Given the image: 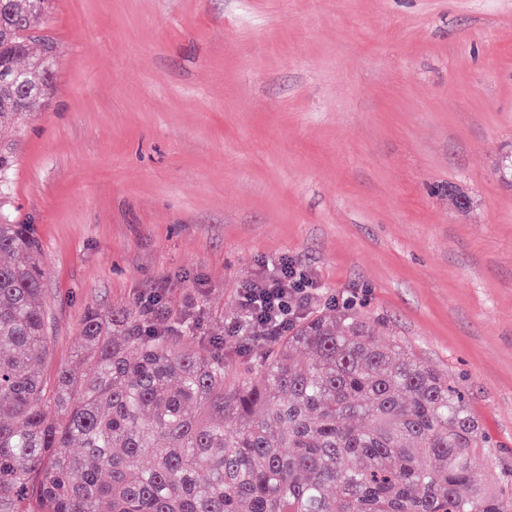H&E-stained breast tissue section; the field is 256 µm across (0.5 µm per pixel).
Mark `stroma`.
Here are the masks:
<instances>
[{"instance_id":"obj_1","label":"stroma","mask_w":512,"mask_h":512,"mask_svg":"<svg viewBox=\"0 0 512 512\" xmlns=\"http://www.w3.org/2000/svg\"><path fill=\"white\" fill-rule=\"evenodd\" d=\"M54 94L12 210L39 242L42 376L81 322L160 292L230 373L238 295L281 256L447 376L512 469V0H51ZM469 198L455 209L449 189Z\"/></svg>"}]
</instances>
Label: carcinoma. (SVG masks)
<instances>
[{
  "label": "carcinoma",
  "instance_id": "1",
  "mask_svg": "<svg viewBox=\"0 0 512 512\" xmlns=\"http://www.w3.org/2000/svg\"><path fill=\"white\" fill-rule=\"evenodd\" d=\"M47 0H0V512H512L464 392L350 311L263 337L228 378L195 315L82 325L92 375L41 376L39 244L7 206L17 136L49 99Z\"/></svg>",
  "mask_w": 512,
  "mask_h": 512
}]
</instances>
